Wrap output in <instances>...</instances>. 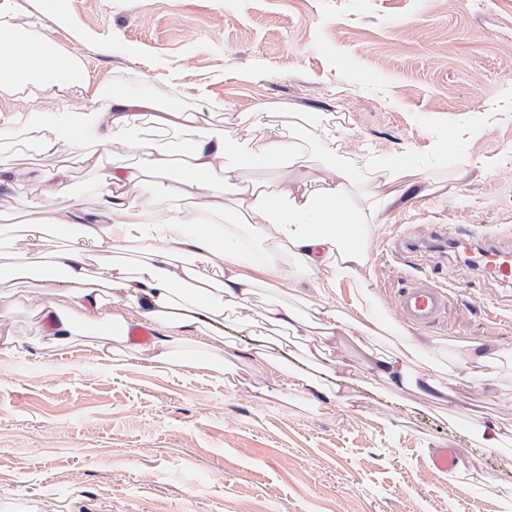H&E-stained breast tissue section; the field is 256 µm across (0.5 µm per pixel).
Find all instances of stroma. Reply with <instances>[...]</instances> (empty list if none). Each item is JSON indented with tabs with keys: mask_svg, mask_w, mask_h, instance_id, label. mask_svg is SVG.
Returning <instances> with one entry per match:
<instances>
[{
	"mask_svg": "<svg viewBox=\"0 0 512 512\" xmlns=\"http://www.w3.org/2000/svg\"><path fill=\"white\" fill-rule=\"evenodd\" d=\"M71 19L40 36L76 54L102 97L148 98L220 127L226 114L281 102L336 129V159L352 169L353 201L386 191L395 204L372 231L365 277L374 306L404 270L439 265L460 291L428 342L473 340L512 350V288L455 254L411 265L391 245L436 224L512 231V0H63ZM221 103L225 112L213 111ZM462 119L448 157L434 156L448 118ZM375 153L409 167L388 183L363 166ZM91 167L69 143L56 158L25 145L30 198L46 209L94 211L122 141ZM68 195L52 194L56 183ZM63 277L0 319V512H512V461L476 438L481 424L512 428V374L455 391L465 413L376 377L327 390L296 346L283 372L253 365L259 342L241 315L213 320L236 344L232 382L212 372L152 366L150 349L113 367L90 346H44L40 306L69 291ZM318 376L299 393L293 376ZM459 449L457 480L433 472L431 449ZM468 488L459 499V488Z\"/></svg>",
	"mask_w": 512,
	"mask_h": 512,
	"instance_id": "35a3bbf8",
	"label": "stroma"
}]
</instances>
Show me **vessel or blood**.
Returning <instances> with one entry per match:
<instances>
[{
    "label": "vessel or blood",
    "instance_id": "vessel-or-blood-1",
    "mask_svg": "<svg viewBox=\"0 0 512 512\" xmlns=\"http://www.w3.org/2000/svg\"><path fill=\"white\" fill-rule=\"evenodd\" d=\"M431 238L466 246L468 262L486 279L506 285L512 283L511 237L483 234L471 224H437ZM456 301V293L433 271L402 277L390 295V306L400 320L419 331L444 326ZM459 463L458 449L435 448L430 452V465L435 471L448 473L456 470Z\"/></svg>",
    "mask_w": 512,
    "mask_h": 512
}]
</instances>
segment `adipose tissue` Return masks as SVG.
<instances>
[{
    "label": "adipose tissue",
    "instance_id": "adipose-tissue-1",
    "mask_svg": "<svg viewBox=\"0 0 512 512\" xmlns=\"http://www.w3.org/2000/svg\"><path fill=\"white\" fill-rule=\"evenodd\" d=\"M18 9L16 0H0V94L21 99L60 97L77 86L91 106L76 110L64 103L55 114L36 120L16 113L7 120L9 128H22L48 158L66 140L95 165L100 159L99 145L118 138L137 162L113 161L110 187L102 194L93 219L69 235L66 250L51 256L40 248L50 225L73 223L78 210L41 216V204L27 194L28 178L0 159V185L9 187L15 199L36 215L21 227L29 249L11 253L6 273L0 274V319L31 302L30 282L64 276L73 282V289L43 308L53 324L54 343H86L108 332L112 335L108 359L113 366L125 365L132 357L122 334L128 321L112 313L110 295L87 274L85 245L90 242L96 258L116 268L124 267L127 252L138 253L134 271L124 275L121 286L137 315L152 321L160 331L151 362L178 370L184 366V355L193 351L200 356L198 369L229 371L233 339L212 335L202 323L185 321L180 314L201 306L211 317L227 318L248 310L261 284L276 299L251 322L256 335L263 338L251 361L280 369V353L301 322L300 311L286 303V296L301 283L316 281L323 270L331 273L327 280L331 288L345 280L364 282L370 230L391 204V196L373 193L364 205L352 203L349 187L354 176L336 163V134L326 124L320 127V139L329 165L326 174L315 172L307 161L305 134L297 115L285 122L280 119L287 109L283 103L260 105L245 116L252 129L264 133V150L259 154L240 140L238 122H226L217 131L200 125L198 115L187 110L158 117L161 136L146 141L141 123L146 112L155 110V103L118 95L102 103L99 90L86 81L76 56L59 51L54 59L46 60L38 53L36 32L44 18L63 24L69 21L55 0H37L24 24L17 20ZM171 130L190 133L195 150L182 154L164 137ZM273 161L285 168L276 183L244 186L236 181L240 164L265 167ZM139 183L147 184L150 199L135 205L129 202L125 188ZM203 214L246 225L248 235H228L223 256H216L210 237L198 227ZM272 225L277 228L274 255L257 253L245 260L244 242L267 239ZM89 307L96 311L97 322L78 326L77 318ZM314 327L318 340L312 358L323 369L345 374L350 371L349 363L331 347L336 336L355 331L376 335L381 330L374 317L348 318L332 303L320 308ZM510 360L511 352L474 341L464 342L460 354L438 357L405 333L391 350L372 354L365 375L378 374L392 384L450 398L457 382L483 380L486 369Z\"/></svg>",
    "mask_w": 512,
    "mask_h": 512
}]
</instances>
